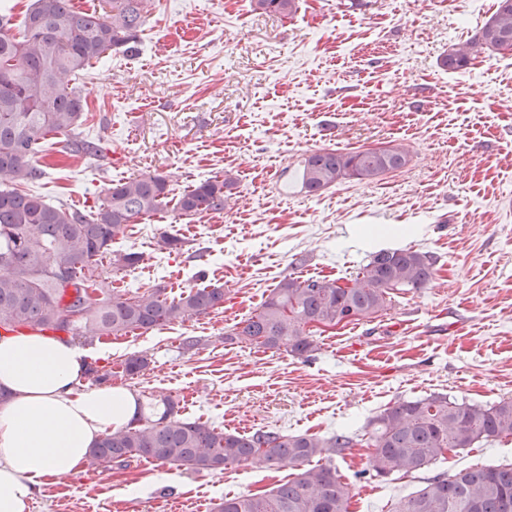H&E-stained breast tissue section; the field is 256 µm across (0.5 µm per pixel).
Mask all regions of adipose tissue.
I'll return each instance as SVG.
<instances>
[{"mask_svg": "<svg viewBox=\"0 0 512 512\" xmlns=\"http://www.w3.org/2000/svg\"><path fill=\"white\" fill-rule=\"evenodd\" d=\"M88 353L56 337L0 336V512H28L36 491L76 473L93 442L123 427L135 395L85 387Z\"/></svg>", "mask_w": 512, "mask_h": 512, "instance_id": "adipose-tissue-1", "label": "adipose tissue"}]
</instances>
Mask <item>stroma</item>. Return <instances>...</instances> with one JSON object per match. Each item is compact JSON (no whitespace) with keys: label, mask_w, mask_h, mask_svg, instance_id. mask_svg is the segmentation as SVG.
I'll use <instances>...</instances> for the list:
<instances>
[{"label":"stroma","mask_w":512,"mask_h":512,"mask_svg":"<svg viewBox=\"0 0 512 512\" xmlns=\"http://www.w3.org/2000/svg\"><path fill=\"white\" fill-rule=\"evenodd\" d=\"M288 17L251 0H152L140 53L94 63L79 85L81 136L94 163L50 148L30 193L91 209L112 181L166 176L170 189L232 171L223 212L187 219L167 210L130 225L113 247L141 253L112 286L168 296L224 288L211 314L103 340L111 384L182 416L241 434L263 428L358 435L336 456L351 512H388L426 478L512 463V437L448 454L426 471L368 473L367 422L398 401L445 393L471 404L512 399V51L462 70L441 67L497 0H296ZM405 145L408 164L373 183L346 179L306 194L299 165L320 149ZM404 229L397 248L434 256L426 288L395 294L378 318L316 336L311 357L225 342L285 276L347 282L368 260L369 230ZM175 236L182 245L164 246ZM197 348L182 347L184 337ZM146 356L138 375L131 356ZM290 466L261 459L196 472L144 459L83 469L37 492L29 512H215L224 497L272 489Z\"/></svg>","instance_id":"35a3bbf8"}]
</instances>
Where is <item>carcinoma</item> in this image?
I'll list each match as a JSON object with an SVG mask.
<instances>
[{
    "label": "carcinoma",
    "instance_id": "carcinoma-1",
    "mask_svg": "<svg viewBox=\"0 0 512 512\" xmlns=\"http://www.w3.org/2000/svg\"><path fill=\"white\" fill-rule=\"evenodd\" d=\"M150 0H111L105 13L76 11L71 0H34L22 37L13 35L0 13V329L47 328L73 338L147 332L174 322L209 315L224 304V288L209 284L177 297L165 289L126 297L112 291L99 271L109 258L117 269L142 260L137 252H114L112 241L131 224L168 207L195 217L224 210L235 179L225 174L187 187L170 197L166 177L149 174L112 182L98 208L82 211L52 205L23 187L45 171L36 157L50 137H63L64 149L86 158H103L100 142L79 137L86 99L75 87L80 73L112 52L139 53V33ZM267 13L288 16L295 0H257ZM512 46V0H498L493 15L472 39L451 45L440 60L450 71L466 68L484 48ZM408 163L399 145L340 152L317 150L301 161L299 180L308 194L345 179L373 182ZM435 259L411 249H380L356 277L336 280L288 276L279 281L260 309L242 326L224 333V341L265 349L288 345L303 356L317 350L305 333L309 321L332 324L355 312L374 319L388 309L391 292L426 287ZM369 458L375 476L420 472L445 454L474 444L512 437V399L474 405L443 393L399 401L369 421ZM346 432L330 436L288 434L257 429L230 433L183 417L173 402L136 404L130 422L100 437L86 464H125L151 459L195 471L222 472L255 457L296 468L294 477L263 493L226 497L217 512H349L351 486L333 459L354 446ZM315 459L320 463L313 466ZM390 512H512V464L469 467L427 479L418 491L391 503Z\"/></svg>",
    "mask_w": 512,
    "mask_h": 512
}]
</instances>
